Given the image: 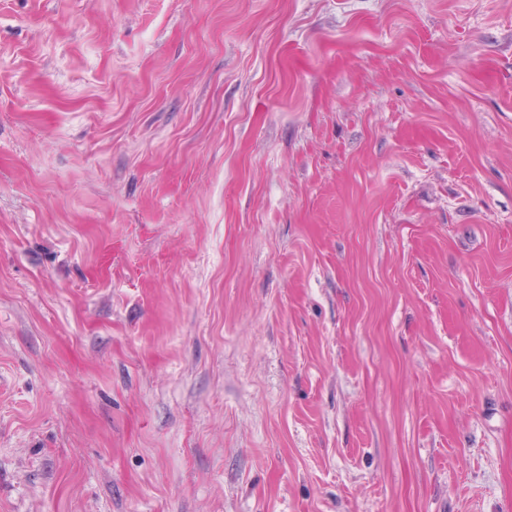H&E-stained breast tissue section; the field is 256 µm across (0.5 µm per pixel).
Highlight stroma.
I'll return each instance as SVG.
<instances>
[{
	"instance_id": "obj_1",
	"label": "stroma",
	"mask_w": 512,
	"mask_h": 512,
	"mask_svg": "<svg viewBox=\"0 0 512 512\" xmlns=\"http://www.w3.org/2000/svg\"><path fill=\"white\" fill-rule=\"evenodd\" d=\"M0 512H512V0H0Z\"/></svg>"
}]
</instances>
